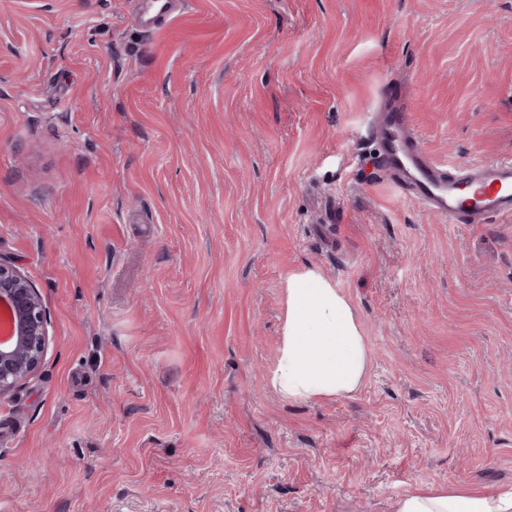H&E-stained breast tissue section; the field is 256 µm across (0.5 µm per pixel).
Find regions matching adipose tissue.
<instances>
[{"label":"adipose tissue","instance_id":"ef3b65f1","mask_svg":"<svg viewBox=\"0 0 512 512\" xmlns=\"http://www.w3.org/2000/svg\"><path fill=\"white\" fill-rule=\"evenodd\" d=\"M279 345L268 385L291 402H324L356 394L369 374L370 348L347 296L318 267L284 278ZM393 512H512V486L493 494L434 482L412 487Z\"/></svg>","mask_w":512,"mask_h":512}]
</instances>
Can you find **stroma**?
<instances>
[{"instance_id": "1", "label": "stroma", "mask_w": 512, "mask_h": 512, "mask_svg": "<svg viewBox=\"0 0 512 512\" xmlns=\"http://www.w3.org/2000/svg\"><path fill=\"white\" fill-rule=\"evenodd\" d=\"M10 0L0 257L41 369L0 399L6 512H391L512 486V221L395 188L372 115L453 168L512 159V0ZM319 267L371 349L350 397L267 383Z\"/></svg>"}]
</instances>
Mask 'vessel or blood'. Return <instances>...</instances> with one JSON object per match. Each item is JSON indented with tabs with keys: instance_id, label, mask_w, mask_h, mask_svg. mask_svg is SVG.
<instances>
[{
	"instance_id": "1",
	"label": "vessel or blood",
	"mask_w": 512,
	"mask_h": 512,
	"mask_svg": "<svg viewBox=\"0 0 512 512\" xmlns=\"http://www.w3.org/2000/svg\"><path fill=\"white\" fill-rule=\"evenodd\" d=\"M408 124L405 111L380 117L379 130L388 143L384 167L405 176L404 188L452 224H484L499 217L512 219V160L462 166L448 179L444 166L412 153L399 131Z\"/></svg>"
}]
</instances>
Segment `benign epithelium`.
Instances as JSON below:
<instances>
[{
    "mask_svg": "<svg viewBox=\"0 0 512 512\" xmlns=\"http://www.w3.org/2000/svg\"><path fill=\"white\" fill-rule=\"evenodd\" d=\"M0 309L8 339L0 342V398L25 384L41 367L48 316L37 288L15 263L0 257Z\"/></svg>",
    "mask_w": 512,
    "mask_h": 512,
    "instance_id": "obj_1",
    "label": "benign epithelium"
}]
</instances>
